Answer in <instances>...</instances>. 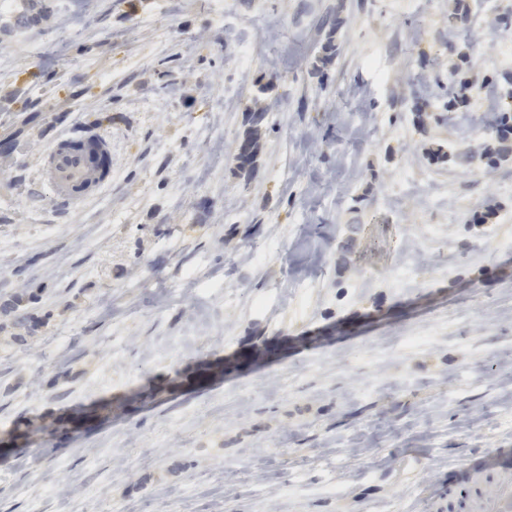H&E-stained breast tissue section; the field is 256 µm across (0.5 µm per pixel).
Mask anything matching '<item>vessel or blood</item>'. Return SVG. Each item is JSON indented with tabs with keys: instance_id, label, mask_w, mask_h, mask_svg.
Masks as SVG:
<instances>
[{
	"instance_id": "vessel-or-blood-1",
	"label": "vessel or blood",
	"mask_w": 512,
	"mask_h": 512,
	"mask_svg": "<svg viewBox=\"0 0 512 512\" xmlns=\"http://www.w3.org/2000/svg\"><path fill=\"white\" fill-rule=\"evenodd\" d=\"M106 137L94 136L92 144L75 147L70 136L57 137L43 156L42 177L53 197L81 201L91 191L106 187L110 176L102 175L94 152L110 151ZM463 497H478L480 512H512V465L502 461L468 463L463 467Z\"/></svg>"
}]
</instances>
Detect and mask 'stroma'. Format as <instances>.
Instances as JSON below:
<instances>
[{
	"mask_svg": "<svg viewBox=\"0 0 512 512\" xmlns=\"http://www.w3.org/2000/svg\"><path fill=\"white\" fill-rule=\"evenodd\" d=\"M22 2L0 512H431L512 462V140L487 159L477 120L512 0H43L21 27ZM67 133L112 141L75 204L39 179Z\"/></svg>",
	"mask_w": 512,
	"mask_h": 512,
	"instance_id": "obj_1",
	"label": "stroma"
}]
</instances>
